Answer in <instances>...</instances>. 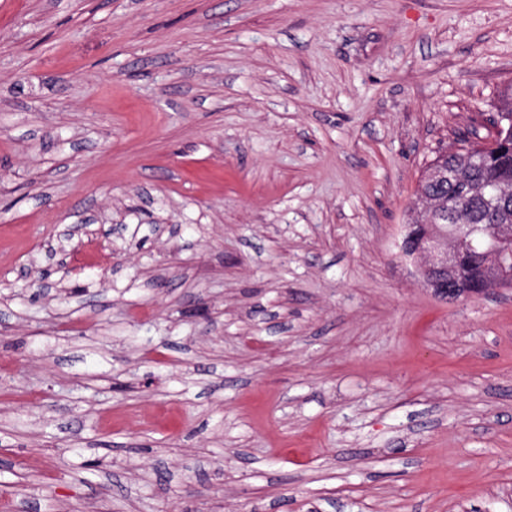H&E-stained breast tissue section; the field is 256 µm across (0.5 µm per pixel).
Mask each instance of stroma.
Wrapping results in <instances>:
<instances>
[{
  "mask_svg": "<svg viewBox=\"0 0 512 512\" xmlns=\"http://www.w3.org/2000/svg\"><path fill=\"white\" fill-rule=\"evenodd\" d=\"M510 83L512 0H0V512H512V287L400 254ZM78 232V227H67L57 234L56 246L52 242L47 244L44 251L45 257L50 264L65 268V258L69 254L67 247L70 246L71 241Z\"/></svg>",
  "mask_w": 512,
  "mask_h": 512,
  "instance_id": "1",
  "label": "stroma"
}]
</instances>
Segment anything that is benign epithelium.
Masks as SVG:
<instances>
[{
  "instance_id": "benign-epithelium-1",
  "label": "benign epithelium",
  "mask_w": 512,
  "mask_h": 512,
  "mask_svg": "<svg viewBox=\"0 0 512 512\" xmlns=\"http://www.w3.org/2000/svg\"><path fill=\"white\" fill-rule=\"evenodd\" d=\"M436 216L428 214L425 224L403 225L401 254L412 261L425 288L436 297L454 301L477 295L463 271L462 244L478 242L484 258V274L491 285L512 284V224H492L475 238L472 224L457 225V235L446 237L438 232ZM79 229L67 227L57 234V244H47L45 257L60 268L65 266L70 246Z\"/></svg>"
}]
</instances>
